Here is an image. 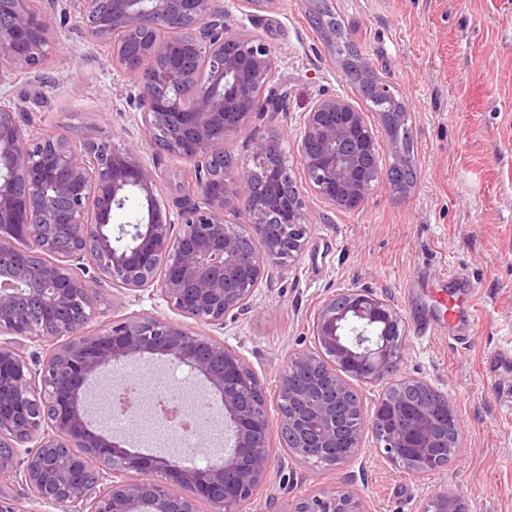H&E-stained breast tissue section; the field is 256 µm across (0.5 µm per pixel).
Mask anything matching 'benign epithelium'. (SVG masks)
<instances>
[{
	"label": "benign epithelium",
	"instance_id": "obj_1",
	"mask_svg": "<svg viewBox=\"0 0 512 512\" xmlns=\"http://www.w3.org/2000/svg\"><path fill=\"white\" fill-rule=\"evenodd\" d=\"M93 42L109 41L112 67L130 76L143 110L145 138L125 147L62 134L33 137L0 94V476H21L30 499L62 512H243L271 470L267 441L314 466L350 459L363 434L381 458L417 475L448 465L441 432L457 420L447 392L419 378H396L406 329L391 299L369 288L326 296L312 321L315 347L282 363L266 411L267 387L215 333L250 309L266 271L301 254L308 228L305 191L352 210L377 180L410 161L372 166L376 137L365 113L339 96L318 99L298 139L303 182L292 181L279 138L258 140L257 169L269 185L253 192L256 169L211 162L224 137L255 106L276 108L269 48L224 26V0H68ZM55 0H0V86L17 71L40 69L69 47L55 36ZM162 149L195 167L196 184L172 218L146 160ZM135 197V224L112 225L113 211ZM247 215L245 223L226 216ZM263 248L256 250L253 241ZM83 274H78V269ZM92 276L85 277V274ZM108 282L134 300L143 292L176 317L148 311L91 327V284ZM47 343L34 367L25 340ZM160 356L185 366L207 387L182 410L197 415L194 434L224 421V455L202 468L150 456L96 432L86 399L90 382L113 369L110 396L124 395L126 363ZM397 385L416 394L372 409L345 399L351 382ZM34 450L20 457V449ZM442 491L434 512H457ZM293 512H364L359 500L325 485Z\"/></svg>",
	"mask_w": 512,
	"mask_h": 512
}]
</instances>
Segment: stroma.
Wrapping results in <instances>:
<instances>
[{"instance_id": "stroma-1", "label": "stroma", "mask_w": 512, "mask_h": 512, "mask_svg": "<svg viewBox=\"0 0 512 512\" xmlns=\"http://www.w3.org/2000/svg\"><path fill=\"white\" fill-rule=\"evenodd\" d=\"M365 65L390 77L405 103L416 180L403 193L380 181L353 210L325 207L309 195L302 253L289 268L271 270L249 313L228 316L223 339L267 386L291 353L313 346L319 302L346 288L383 294L407 321L401 374L446 390L461 426L459 456L423 476L385 463L372 435L344 464L315 467L289 457L270 439L271 473L247 512H293L317 488L334 484L359 498L366 512H428L441 490L463 512H512V403L482 371L487 352L512 347V0H329ZM312 0H224L229 28L246 29L271 50L281 108L248 113L224 148L254 168L253 143L277 134L293 177H300L294 138L313 102L338 95L362 105L357 84L313 27ZM56 34L71 48L36 73L1 87L34 136L63 134L122 147L139 116L131 79L108 63L109 48L88 40L73 15L57 12ZM148 159L163 203L186 194L195 171L165 152ZM453 271L477 287L478 317L463 341L447 333L419 337L411 321L438 312L433 294ZM105 318L166 303L140 302L116 287L98 288ZM128 371L196 393L187 368L160 359L130 362Z\"/></svg>"}]
</instances>
